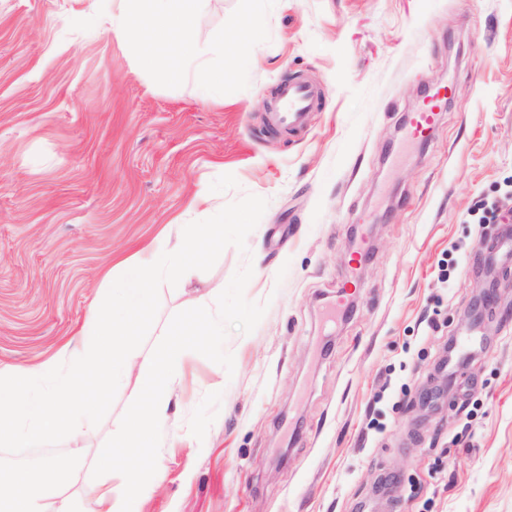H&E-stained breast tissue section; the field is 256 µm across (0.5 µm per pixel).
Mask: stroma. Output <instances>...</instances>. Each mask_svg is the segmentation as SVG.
I'll return each mask as SVG.
<instances>
[{"instance_id":"1","label":"stroma","mask_w":512,"mask_h":512,"mask_svg":"<svg viewBox=\"0 0 512 512\" xmlns=\"http://www.w3.org/2000/svg\"><path fill=\"white\" fill-rule=\"evenodd\" d=\"M97 4L0 0V369L64 363L127 262L253 194L245 250L160 288L147 349L248 265L267 310L233 371L185 363L137 512H372L388 472L390 512H512V258L483 245L512 221L481 220L512 190V0H277L248 88L209 100L192 72L158 86ZM291 79L324 91L299 133L265 123ZM74 445L38 453L92 512ZM448 105V87L436 86L424 99V104L407 119V137L412 141L429 139Z\"/></svg>"}]
</instances>
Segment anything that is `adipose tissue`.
<instances>
[{
  "instance_id": "obj_1",
  "label": "adipose tissue",
  "mask_w": 512,
  "mask_h": 512,
  "mask_svg": "<svg viewBox=\"0 0 512 512\" xmlns=\"http://www.w3.org/2000/svg\"><path fill=\"white\" fill-rule=\"evenodd\" d=\"M42 491L33 493L25 474L13 475L0 482V500L6 503V512H66L65 501L56 492L62 484L61 473L55 464H48L41 474Z\"/></svg>"
}]
</instances>
